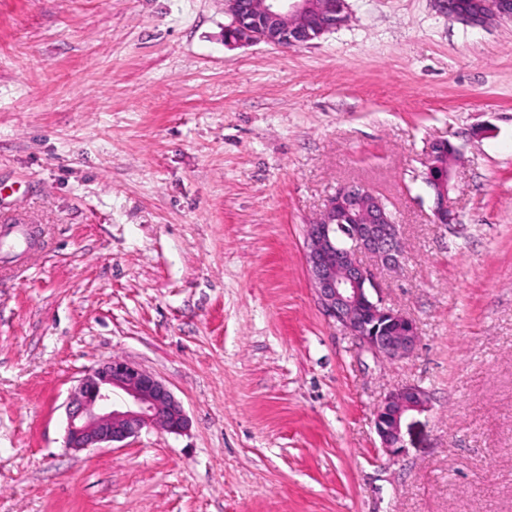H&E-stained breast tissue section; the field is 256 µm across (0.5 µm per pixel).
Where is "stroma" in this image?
<instances>
[{
  "mask_svg": "<svg viewBox=\"0 0 512 512\" xmlns=\"http://www.w3.org/2000/svg\"><path fill=\"white\" fill-rule=\"evenodd\" d=\"M313 44L227 43L224 0H0V512H512V21L348 0ZM458 150L433 221L430 145ZM385 196L378 270L416 322L379 362L323 315L306 227ZM125 358L179 434L65 447L79 379ZM415 382L404 448L373 411Z\"/></svg>",
  "mask_w": 512,
  "mask_h": 512,
  "instance_id": "obj_1",
  "label": "stroma"
}]
</instances>
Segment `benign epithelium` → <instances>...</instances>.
<instances>
[{
  "instance_id": "7a95c632",
  "label": "benign epithelium",
  "mask_w": 512,
  "mask_h": 512,
  "mask_svg": "<svg viewBox=\"0 0 512 512\" xmlns=\"http://www.w3.org/2000/svg\"><path fill=\"white\" fill-rule=\"evenodd\" d=\"M435 9L469 26L512 19V0H432ZM232 23L227 37L235 42L302 46L344 26L348 0H224ZM447 140L430 146L424 181L433 200V223L455 218L450 193L453 166ZM306 266L323 315L359 350L380 361L395 362L415 353L419 329L406 313L384 300L375 270H395L405 257L400 225L388 201L355 183L337 189L312 224L307 225ZM374 261L370 266L361 257ZM426 391L414 382L397 386L373 414L382 448L397 455L403 447L402 425L411 412L427 409ZM65 447L106 448L145 428L180 433L187 414L171 389L152 373L112 357L81 377L66 407Z\"/></svg>"
}]
</instances>
